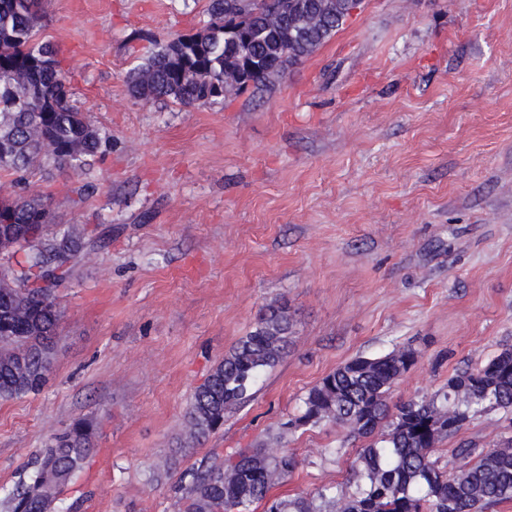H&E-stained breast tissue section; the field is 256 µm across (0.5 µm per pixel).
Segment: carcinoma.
<instances>
[{"label":"carcinoma","instance_id":"carcinoma-1","mask_svg":"<svg viewBox=\"0 0 512 512\" xmlns=\"http://www.w3.org/2000/svg\"><path fill=\"white\" fill-rule=\"evenodd\" d=\"M282 18L270 27L263 10ZM42 0H0V177L19 189L11 205L15 230L0 241V400L36 393L48 382L59 314L55 291L70 268L49 276L52 253L82 242L54 231L43 196L28 191V175L51 159L81 172L101 153L108 136L72 103L70 71L55 45L40 42ZM210 19L192 34L155 42L127 76L133 98L190 107L224 100V76H241L239 88L261 90L312 55L350 16L349 0H211ZM79 147V154L71 152ZM23 306L28 318L15 321ZM292 322L281 305H269L196 388L186 410L189 437L200 441L248 403L260 378L288 346ZM418 362L403 346L377 357L352 359L327 374L302 400L294 428L339 424L362 441L355 449L354 491L334 486L295 498H272V485L299 467L297 456L272 435L238 448L219 462L203 461L180 481L183 512H488L512 500V438L489 448L470 441L452 449L449 472L433 456L487 407L512 411V350L483 366L459 369L431 399L388 404L392 386ZM94 427L74 420L41 449L18 482L0 497V512H49L57 491L91 456ZM52 488L41 493L42 486Z\"/></svg>","mask_w":512,"mask_h":512}]
</instances>
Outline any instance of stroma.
I'll return each mask as SVG.
<instances>
[{
	"label": "stroma",
	"instance_id": "obj_1",
	"mask_svg": "<svg viewBox=\"0 0 512 512\" xmlns=\"http://www.w3.org/2000/svg\"><path fill=\"white\" fill-rule=\"evenodd\" d=\"M209 0H44L41 37L110 145L83 172L30 178L59 230L93 232L57 290L54 372L0 401V487L73 419L95 451L51 512H181L201 461L281 432L298 470L272 494L353 487L357 440L295 431L337 366L409 346L390 403L431 398L460 367L512 348V0H362L267 88L181 108L133 99L151 42L194 32ZM287 307L286 354L205 440L195 388L262 310ZM512 436L477 414L463 439Z\"/></svg>",
	"mask_w": 512,
	"mask_h": 512
}]
</instances>
